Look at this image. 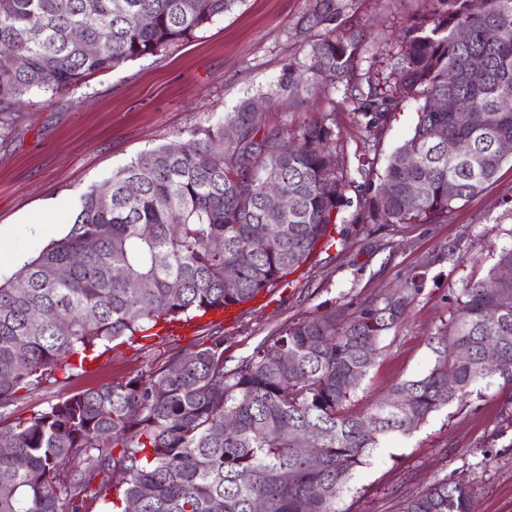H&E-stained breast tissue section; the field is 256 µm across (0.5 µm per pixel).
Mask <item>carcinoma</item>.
Wrapping results in <instances>:
<instances>
[{"label": "carcinoma", "instance_id": "cac0c4a2", "mask_svg": "<svg viewBox=\"0 0 512 512\" xmlns=\"http://www.w3.org/2000/svg\"><path fill=\"white\" fill-rule=\"evenodd\" d=\"M237 2L0 0V131L19 120L24 97L155 55ZM433 2L429 15L405 27L384 84L356 71L362 35L332 28L284 65L266 95L302 111L341 86L342 103L375 142L402 101L417 102L413 129L362 193L346 195L356 180L336 154L329 119L304 123L290 146L288 128L269 125L244 99L224 122L114 172L109 197L84 193L66 236L0 283V512H128L131 501L139 512H251L255 499L266 512H336L339 494L383 439L413 431L494 374L512 382V307L500 304L512 296V279L501 274L512 267L510 247L462 289L430 339L431 368L361 414L346 406L380 337L419 293L414 278L353 313L331 309L287 325L234 370L225 369L223 338L213 336L127 382L74 393L29 417L11 411L19 391L43 387L59 370L74 377L99 346L248 302L318 245L346 246L359 224L434 221L492 181L507 161L498 144L512 141V0ZM141 15L148 25H139ZM335 16V0H314L304 26ZM491 24L502 30L494 42L484 35ZM459 28L468 30L464 41ZM87 43L98 50L86 52ZM475 69L485 74L479 84ZM442 97L455 108L434 109ZM226 124L238 127L236 141H224ZM439 132L467 141L470 155L448 156ZM267 183L288 209L269 207ZM348 208L352 222L337 226ZM258 228L268 240L262 252L250 247ZM58 267L67 277L49 279ZM115 269L124 278L113 277ZM34 309L57 316L35 323ZM227 420L232 430L217 433ZM400 512H476L475 493L440 481Z\"/></svg>", "mask_w": 512, "mask_h": 512}]
</instances>
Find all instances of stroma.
Listing matches in <instances>:
<instances>
[{
    "mask_svg": "<svg viewBox=\"0 0 512 512\" xmlns=\"http://www.w3.org/2000/svg\"><path fill=\"white\" fill-rule=\"evenodd\" d=\"M313 0H239L194 38L157 55L89 76L49 97L28 96L20 122L0 143V282L21 262L64 237L82 194L103 187L113 172L161 144L187 141L193 130L223 121L246 98L266 95L290 58L318 30L301 21ZM432 0H336L337 30H367L358 72L386 79L398 37ZM340 92L327 90L305 112L268 106L271 123L295 130L330 115L336 150L348 170L368 163L379 172L412 130L413 101L392 112L379 144L369 141ZM64 221L48 226L52 210ZM512 246V162L483 191L434 223L362 224L345 249L315 250L286 282L237 306L192 320L186 332L122 344L90 360L69 380L20 391L14 414L28 416L64 396L147 373L175 353L224 339L233 369L286 325L335 308L348 313L379 300L407 279L420 292L402 323L382 336L374 366L350 411L360 412L431 364L428 339L463 286L483 277ZM470 484L477 512H512V383L493 375L462 400L436 412L408 436H394L358 468L336 503L337 512H400L403 502L440 480Z\"/></svg>",
    "mask_w": 512,
    "mask_h": 512,
    "instance_id": "stroma-1",
    "label": "stroma"
}]
</instances>
